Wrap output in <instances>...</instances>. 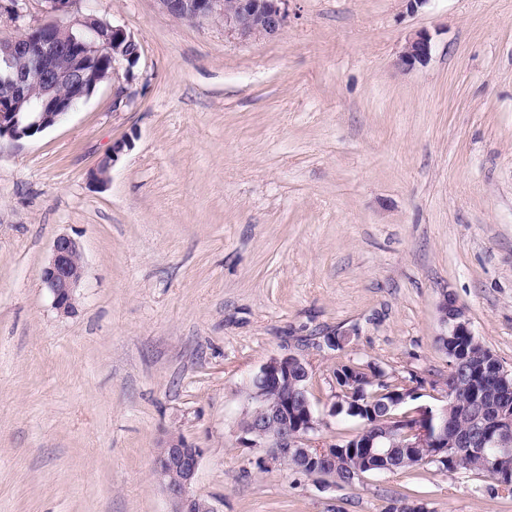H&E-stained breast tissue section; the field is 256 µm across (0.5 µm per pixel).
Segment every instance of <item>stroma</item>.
Here are the masks:
<instances>
[{"label":"stroma","mask_w":512,"mask_h":512,"mask_svg":"<svg viewBox=\"0 0 512 512\" xmlns=\"http://www.w3.org/2000/svg\"><path fill=\"white\" fill-rule=\"evenodd\" d=\"M287 12L277 37L241 41L159 0H75L141 57L0 143V512H168L153 461L171 433L203 449L195 491L218 512H386L410 493L428 512H512L473 472L328 485L239 442L247 381L289 351L319 412L351 359L443 405L447 292L512 369V0ZM419 31L431 59L403 70ZM62 234L84 256L68 316L41 282ZM129 147L130 143L125 139L113 143L112 150L102 158L97 164V167L90 172L89 179L91 183L99 188L106 187L110 179L111 169Z\"/></svg>","instance_id":"obj_1"}]
</instances>
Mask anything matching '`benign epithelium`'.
Here are the masks:
<instances>
[{
  "label": "benign epithelium",
  "mask_w": 512,
  "mask_h": 512,
  "mask_svg": "<svg viewBox=\"0 0 512 512\" xmlns=\"http://www.w3.org/2000/svg\"><path fill=\"white\" fill-rule=\"evenodd\" d=\"M48 21L26 29L20 37L0 39V140L15 142L30 138L60 123L78 109L104 81L124 71L133 77L141 52L134 35L125 28L95 15L76 17L62 25L58 17L70 13L73 0H44ZM162 7L179 19H195L201 23L219 16L224 33L241 40L277 36L285 26L287 0H159ZM430 37L419 32L407 39L398 65L411 69L424 65L430 58ZM68 64L59 65L60 57ZM129 141L121 139L89 174L92 184L104 188L110 171ZM83 251L80 243L68 236H58L51 255L41 272V281L52 298L53 307L62 315L75 310L74 290L83 276ZM441 335L468 336L476 339L465 309L454 295L446 293L439 305ZM312 368L297 353L270 358L247 384L252 408L246 413L249 424L240 427V443L246 448H263L259 462L266 468L290 465L307 477H327L336 470L339 457L329 450L323 437L328 425L325 415L315 411L308 396ZM272 386L291 390L283 396L278 410L268 412L264 403ZM417 389L408 387L394 394L381 414L370 413L364 425L367 440L351 450L364 462V472L394 474L395 461L377 466L374 459L387 446L421 448L428 444L443 460L454 449L463 448L482 453L491 441L504 448L490 459L489 477L496 482L512 484V468L505 460L512 458V410L506 403L496 405L464 404L460 415L469 419L466 427H448L451 407H420L415 421L399 410ZM203 449L189 445L179 434H170L155 452L154 473L164 489L170 512H218L206 498L194 492Z\"/></svg>",
  "instance_id": "obj_1"
}]
</instances>
